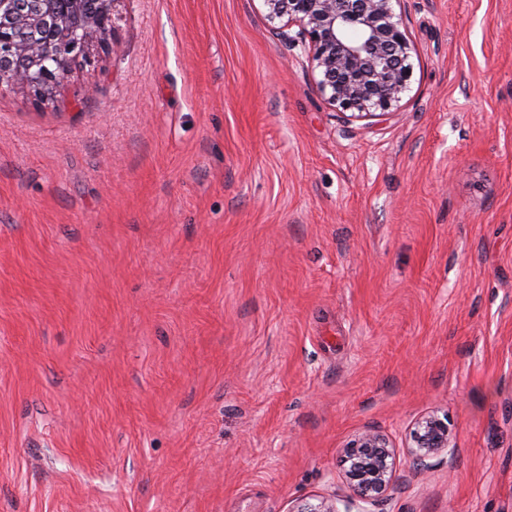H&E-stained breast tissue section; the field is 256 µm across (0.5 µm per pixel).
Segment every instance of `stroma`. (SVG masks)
I'll return each mask as SVG.
<instances>
[{
    "instance_id": "stroma-1",
    "label": "stroma",
    "mask_w": 512,
    "mask_h": 512,
    "mask_svg": "<svg viewBox=\"0 0 512 512\" xmlns=\"http://www.w3.org/2000/svg\"><path fill=\"white\" fill-rule=\"evenodd\" d=\"M395 12L379 119L263 0H114L56 102L0 92V512H288L366 429L371 512H512V0ZM411 462L414 470L426 471L431 468L429 460L442 452L452 453L450 423L448 415L429 414L419 418L409 436ZM392 448L388 436L371 430L358 434L348 443V509L357 507L360 510L344 512H371L361 504L374 506L386 496L392 485L389 461L392 457Z\"/></svg>"
}]
</instances>
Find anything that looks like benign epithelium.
<instances>
[{
	"instance_id": "1",
	"label": "benign epithelium",
	"mask_w": 512,
	"mask_h": 512,
	"mask_svg": "<svg viewBox=\"0 0 512 512\" xmlns=\"http://www.w3.org/2000/svg\"><path fill=\"white\" fill-rule=\"evenodd\" d=\"M396 0H263L279 34L308 49L327 102L355 118L389 114L408 90L413 46L394 12ZM113 0H0V91L23 87L48 103L72 65L89 62L112 32ZM413 469L454 451L448 417L419 418L409 436ZM388 436L367 430L346 446L348 506L370 512L392 485Z\"/></svg>"
}]
</instances>
